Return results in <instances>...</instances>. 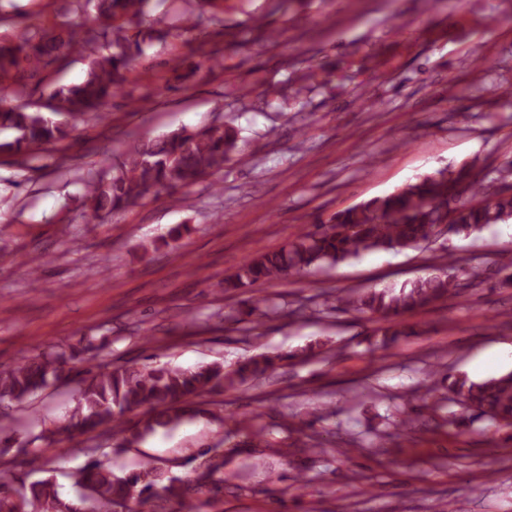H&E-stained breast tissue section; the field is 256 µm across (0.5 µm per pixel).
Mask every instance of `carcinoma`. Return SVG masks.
I'll return each instance as SVG.
<instances>
[{
  "mask_svg": "<svg viewBox=\"0 0 512 512\" xmlns=\"http://www.w3.org/2000/svg\"><path fill=\"white\" fill-rule=\"evenodd\" d=\"M150 0H85L94 10L83 22L84 33L71 26L55 34L29 25L14 42L0 43V130L15 132L0 149L27 154L55 149L79 122L100 118V108L126 81L129 60L154 38L149 19ZM90 50L86 76L77 84H59L49 94L52 107L45 114L25 99L30 82L42 71L75 51ZM237 132L216 125L185 130L153 140L134 142L125 152L108 159L103 169L85 180L86 215L102 221L112 213L136 204L150 193L190 185L224 168L237 148ZM512 223V161L487 169L478 177L467 165L456 171H439L384 196L336 212L299 233L285 248L252 257L224 277V292L235 293L298 276L312 268L334 266L362 252L399 251L433 241L435 230L447 225L466 236L495 224ZM480 267L446 254L425 276L399 289L348 290L336 301L374 324L372 337L388 346L414 333L404 322L408 312L458 294L480 282ZM294 355H258L224 371L221 364L194 369L159 364L152 367L114 369L91 363L84 375L69 430L96 431L113 452L132 448L160 428L179 424L186 404L205 394L237 390L247 382L274 371ZM74 354L64 351L35 355L0 370V404L21 406L31 396L69 375L66 366ZM448 395L504 426L512 425V372L474 382L464 374L448 375ZM144 409L135 425H125L128 410ZM53 432L18 443V452L31 470L39 468L43 450L52 445ZM205 481L185 479L153 462L122 475L89 458L81 468L84 492L78 501L59 496L49 478L29 484L21 493L15 475L0 469V512H140L163 486L168 498L180 504L179 512H201L195 495L224 489V455L213 448L198 453Z\"/></svg>",
  "mask_w": 512,
  "mask_h": 512,
  "instance_id": "obj_1",
  "label": "carcinoma"
}]
</instances>
